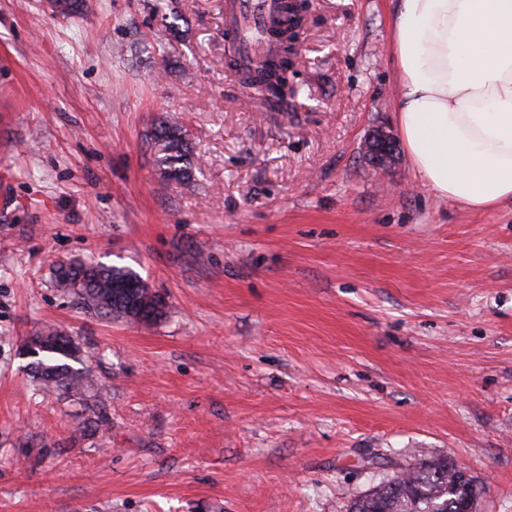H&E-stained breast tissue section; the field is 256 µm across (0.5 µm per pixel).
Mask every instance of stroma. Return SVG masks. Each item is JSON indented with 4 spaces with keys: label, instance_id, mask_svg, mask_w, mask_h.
I'll return each mask as SVG.
<instances>
[{
    "label": "stroma",
    "instance_id": "stroma-1",
    "mask_svg": "<svg viewBox=\"0 0 512 512\" xmlns=\"http://www.w3.org/2000/svg\"><path fill=\"white\" fill-rule=\"evenodd\" d=\"M391 6L309 0L280 112L226 62L224 0H0V512H347L438 457L512 512V203L365 159L397 128ZM163 119L191 185L154 165ZM76 260L165 316L84 308L53 279ZM47 326L82 393L28 370ZM155 162L159 174L184 185L191 183L196 163L193 150L177 122H161L152 133ZM364 156L378 170H384L395 153L394 138L382 128L375 130L364 143Z\"/></svg>",
    "mask_w": 512,
    "mask_h": 512
}]
</instances>
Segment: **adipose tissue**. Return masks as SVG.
Segmentation results:
<instances>
[{"instance_id": "obj_1", "label": "adipose tissue", "mask_w": 512, "mask_h": 512, "mask_svg": "<svg viewBox=\"0 0 512 512\" xmlns=\"http://www.w3.org/2000/svg\"><path fill=\"white\" fill-rule=\"evenodd\" d=\"M391 27L422 184L472 210L512 202V0H393Z\"/></svg>"}]
</instances>
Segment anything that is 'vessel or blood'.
<instances>
[{"label": "vessel or blood", "instance_id": "b4317fda", "mask_svg": "<svg viewBox=\"0 0 512 512\" xmlns=\"http://www.w3.org/2000/svg\"><path fill=\"white\" fill-rule=\"evenodd\" d=\"M280 10L281 0H224V29L239 46L241 73L251 72L263 58L277 53L273 31Z\"/></svg>", "mask_w": 512, "mask_h": 512}]
</instances>
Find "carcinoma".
<instances>
[{
  "label": "carcinoma",
  "instance_id": "1",
  "mask_svg": "<svg viewBox=\"0 0 512 512\" xmlns=\"http://www.w3.org/2000/svg\"><path fill=\"white\" fill-rule=\"evenodd\" d=\"M299 25L295 5L286 0L282 25L277 33L281 53L254 71L248 81L249 88L276 105L288 98L283 77L292 54L288 30ZM152 145L159 174L167 180L190 184L196 163L179 124L162 122L154 127ZM56 282L78 296L87 308L105 315L133 322H152L164 313L163 297L129 268L73 261L56 268ZM35 336L53 339V350L42 353L29 364L30 371L40 383L68 393L88 382L89 371L71 366L79 357L78 348L70 338L51 327ZM462 470L464 467L446 458L422 463L393 475L355 498L350 504V512H459L460 501L469 495L467 485L482 492L474 480H460Z\"/></svg>",
  "mask_w": 512,
  "mask_h": 512
}]
</instances>
